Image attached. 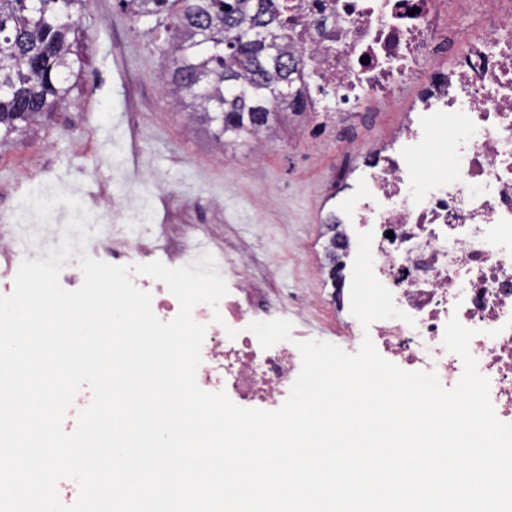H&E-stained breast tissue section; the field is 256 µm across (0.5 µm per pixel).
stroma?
<instances>
[{
  "mask_svg": "<svg viewBox=\"0 0 512 512\" xmlns=\"http://www.w3.org/2000/svg\"><path fill=\"white\" fill-rule=\"evenodd\" d=\"M79 62L65 91L31 125L0 135V212L15 210L45 186L79 197L108 191L125 208L144 206L145 220L170 240L199 228L231 253L247 250L262 297L285 283L321 288L320 187L351 174L356 158L344 135L319 146L278 117L271 139L217 144L212 127L174 106L162 76L171 45L165 34L134 24L122 0H91L72 42ZM148 177L146 203L127 197V180ZM71 211L57 205L47 220L19 213L34 244L53 245Z\"/></svg>",
  "mask_w": 512,
  "mask_h": 512,
  "instance_id": "35a3bbf8",
  "label": "stroma"
}]
</instances>
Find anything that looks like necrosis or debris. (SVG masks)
I'll list each match as a JSON object with an SVG mask.
<instances>
[{"label":"necrosis or debris","instance_id":"necrosis-or-debris-1","mask_svg":"<svg viewBox=\"0 0 512 512\" xmlns=\"http://www.w3.org/2000/svg\"><path fill=\"white\" fill-rule=\"evenodd\" d=\"M277 2L301 72L299 98L280 109L304 135L321 141L340 114L369 124L407 86L415 88L405 121L384 142L354 140L361 167L355 196L332 217L344 267L352 265L358 233L372 232L374 274L408 318L362 328L342 276L327 297L288 290L268 310L247 276V256L219 252L228 293L218 307L193 310L206 327L198 386L225 391L243 408L278 409L301 368L289 320L321 307L345 315L347 346L371 338L388 361L436 373L451 388L463 373L460 356L443 345L455 317L474 330L470 353L490 381L497 417L512 423V0H458L460 16L479 29L461 47L443 0ZM440 141L442 165L420 176L416 160ZM110 231L123 246L103 250L101 261L141 262L148 225L128 215Z\"/></svg>","mask_w":512,"mask_h":512}]
</instances>
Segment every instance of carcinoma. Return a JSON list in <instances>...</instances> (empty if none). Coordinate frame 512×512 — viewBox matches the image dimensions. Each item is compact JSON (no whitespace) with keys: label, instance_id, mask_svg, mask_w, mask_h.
<instances>
[{"label":"carcinoma","instance_id":"carcinoma-1","mask_svg":"<svg viewBox=\"0 0 512 512\" xmlns=\"http://www.w3.org/2000/svg\"><path fill=\"white\" fill-rule=\"evenodd\" d=\"M136 22L172 36L166 83L175 101L237 140L269 128L274 106L300 80L281 43L286 27L274 0H124ZM90 0H0V130L9 135L65 92L69 37Z\"/></svg>","mask_w":512,"mask_h":512}]
</instances>
